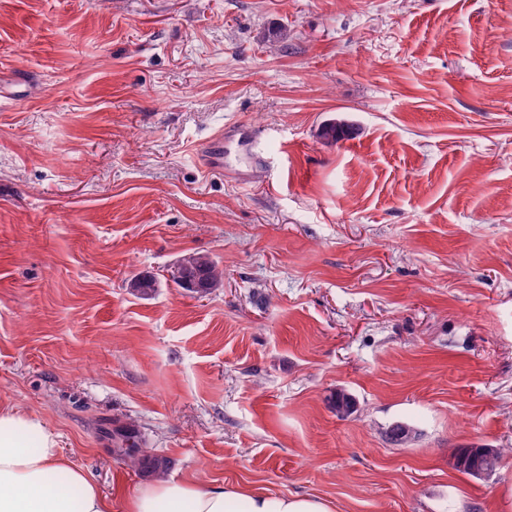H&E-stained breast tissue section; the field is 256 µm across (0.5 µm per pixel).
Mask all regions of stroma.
Returning <instances> with one entry per match:
<instances>
[{
	"mask_svg": "<svg viewBox=\"0 0 512 512\" xmlns=\"http://www.w3.org/2000/svg\"><path fill=\"white\" fill-rule=\"evenodd\" d=\"M0 404L110 496L130 422L170 479L512 512L454 465L512 448V0H0ZM257 134L248 129L241 128L237 139L214 138L205 143L201 148V155L204 157V168L207 172H223L224 170V149L233 144L238 154L252 166L256 161L254 152ZM200 277L205 285L206 293L213 288H218L224 282V269L209 255L190 254L182 259L177 272L174 275V282L180 288H186L185 283Z\"/></svg>",
	"mask_w": 512,
	"mask_h": 512,
	"instance_id": "1",
	"label": "stroma"
}]
</instances>
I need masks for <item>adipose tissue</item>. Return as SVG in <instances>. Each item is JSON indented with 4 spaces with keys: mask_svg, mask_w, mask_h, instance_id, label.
<instances>
[{
    "mask_svg": "<svg viewBox=\"0 0 512 512\" xmlns=\"http://www.w3.org/2000/svg\"><path fill=\"white\" fill-rule=\"evenodd\" d=\"M88 474L61 454L43 421L0 406V512H112ZM124 512H334L327 499L240 485L154 479L124 497Z\"/></svg>",
    "mask_w": 512,
    "mask_h": 512,
    "instance_id": "ef3b65f1",
    "label": "adipose tissue"
}]
</instances>
